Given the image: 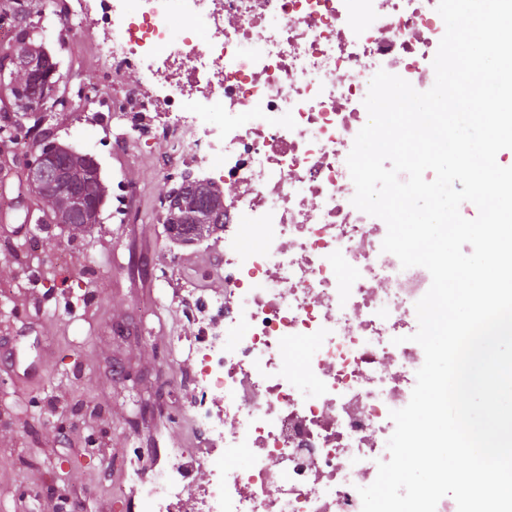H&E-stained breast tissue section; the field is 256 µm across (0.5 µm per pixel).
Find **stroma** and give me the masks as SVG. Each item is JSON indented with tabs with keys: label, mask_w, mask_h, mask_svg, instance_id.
Here are the masks:
<instances>
[{
	"label": "stroma",
	"mask_w": 512,
	"mask_h": 512,
	"mask_svg": "<svg viewBox=\"0 0 512 512\" xmlns=\"http://www.w3.org/2000/svg\"><path fill=\"white\" fill-rule=\"evenodd\" d=\"M38 39L59 62L65 84L98 70L89 34L41 19ZM58 142L99 162L106 189L98 224L73 236L52 224L24 221L31 195L19 169L0 176V343L7 341L38 369L0 358V512H55V500L32 504L27 488L68 484L88 489L84 512H135L119 497L122 461L139 448H189L197 432L167 409L182 394H162L191 366L174 353L173 337L194 336L176 300L210 265L223 241L182 245L168 237L162 188L189 167L175 144L138 138L123 149L117 125L96 100L54 113ZM70 258L58 278V255ZM54 401L58 425L87 415V433L105 428L102 448L65 450L58 426L44 422L40 403ZM51 451L35 454L34 445Z\"/></svg>",
	"instance_id": "35a3bbf8"
}]
</instances>
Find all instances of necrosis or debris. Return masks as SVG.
Wrapping results in <instances>:
<instances>
[{
  "instance_id": "1",
  "label": "necrosis or debris",
  "mask_w": 512,
  "mask_h": 512,
  "mask_svg": "<svg viewBox=\"0 0 512 512\" xmlns=\"http://www.w3.org/2000/svg\"><path fill=\"white\" fill-rule=\"evenodd\" d=\"M437 2L56 0L62 24L102 27L104 79L139 74L130 97L150 136L234 187L215 265L224 291L184 294L196 327L186 409L202 432L127 470L141 512H362L358 490L389 458V413L425 359L412 336L432 278L383 251L387 227L352 205L346 159L377 71L417 89L433 79ZM219 448L223 465H209Z\"/></svg>"
}]
</instances>
